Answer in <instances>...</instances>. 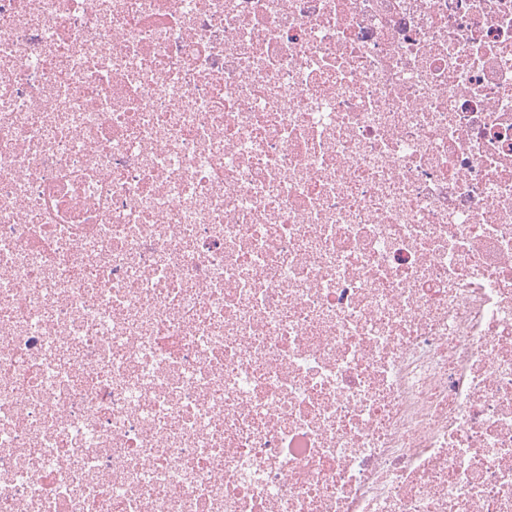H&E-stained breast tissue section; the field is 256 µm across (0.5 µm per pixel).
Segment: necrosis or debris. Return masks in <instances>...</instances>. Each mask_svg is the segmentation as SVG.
I'll return each mask as SVG.
<instances>
[{"instance_id":"obj_1","label":"necrosis or debris","mask_w":512,"mask_h":512,"mask_svg":"<svg viewBox=\"0 0 512 512\" xmlns=\"http://www.w3.org/2000/svg\"><path fill=\"white\" fill-rule=\"evenodd\" d=\"M0 512H512V0H0Z\"/></svg>"}]
</instances>
